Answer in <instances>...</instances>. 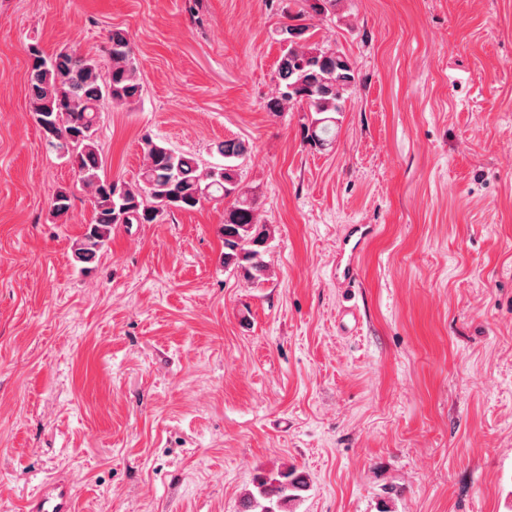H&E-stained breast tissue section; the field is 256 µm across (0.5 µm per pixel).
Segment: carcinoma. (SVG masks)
<instances>
[{
  "instance_id": "carcinoma-1",
  "label": "carcinoma",
  "mask_w": 512,
  "mask_h": 512,
  "mask_svg": "<svg viewBox=\"0 0 512 512\" xmlns=\"http://www.w3.org/2000/svg\"><path fill=\"white\" fill-rule=\"evenodd\" d=\"M336 0H288V24L277 30L282 45L277 95L267 102L270 112L299 105L310 112L306 139L320 147L333 144L339 117L355 91L356 73L339 48L314 39L309 20L324 15ZM27 89L30 112L50 150L65 159L77 183L89 189L93 209L83 234L74 241L75 261L88 264L107 248L112 229L121 224H154L175 211H191L209 200H225L224 267L239 271L251 285L265 280L262 260L270 231L258 223L254 200L241 184L236 161L250 146L241 140L217 145L224 164L208 171L197 159L177 153L149 136L141 138L145 163L139 182L130 185L101 177L104 160L97 136L102 101L120 106L141 97L142 84L129 34L114 29L108 37L110 66L104 70L73 49L51 55L32 44L28 48ZM73 190L57 188L55 216L68 213ZM308 478L295 466L257 473L242 500V512H297Z\"/></svg>"
}]
</instances>
